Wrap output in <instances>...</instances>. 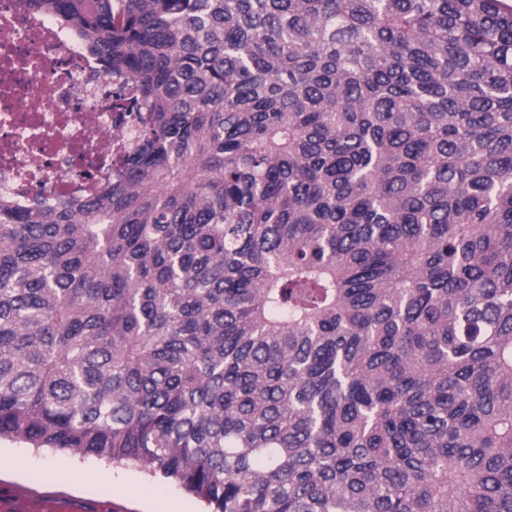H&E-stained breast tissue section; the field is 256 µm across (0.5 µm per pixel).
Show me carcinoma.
I'll return each mask as SVG.
<instances>
[{
    "mask_svg": "<svg viewBox=\"0 0 512 512\" xmlns=\"http://www.w3.org/2000/svg\"><path fill=\"white\" fill-rule=\"evenodd\" d=\"M23 2L139 145L0 198V438L212 512H512V3Z\"/></svg>",
    "mask_w": 512,
    "mask_h": 512,
    "instance_id": "obj_1",
    "label": "carcinoma"
}]
</instances>
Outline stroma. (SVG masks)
<instances>
[{"mask_svg":"<svg viewBox=\"0 0 512 512\" xmlns=\"http://www.w3.org/2000/svg\"><path fill=\"white\" fill-rule=\"evenodd\" d=\"M202 502L140 465L0 441V512H203Z\"/></svg>","mask_w":512,"mask_h":512,"instance_id":"35a3bbf8","label":"stroma"}]
</instances>
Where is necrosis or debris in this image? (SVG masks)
<instances>
[{
  "mask_svg": "<svg viewBox=\"0 0 512 512\" xmlns=\"http://www.w3.org/2000/svg\"><path fill=\"white\" fill-rule=\"evenodd\" d=\"M75 37L22 0H0V197L27 205L91 192L137 139L133 113Z\"/></svg>",
  "mask_w": 512,
  "mask_h": 512,
  "instance_id": "obj_1",
  "label": "necrosis or debris"
}]
</instances>
